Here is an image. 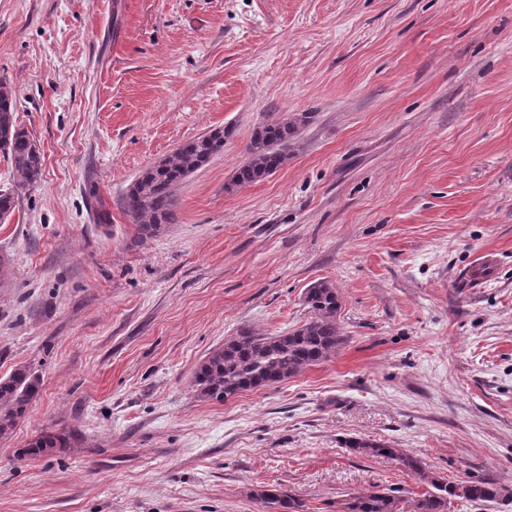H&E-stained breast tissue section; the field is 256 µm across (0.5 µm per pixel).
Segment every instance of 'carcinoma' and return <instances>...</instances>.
I'll return each instance as SVG.
<instances>
[{
	"label": "carcinoma",
	"instance_id": "cac0c4a2",
	"mask_svg": "<svg viewBox=\"0 0 512 512\" xmlns=\"http://www.w3.org/2000/svg\"><path fill=\"white\" fill-rule=\"evenodd\" d=\"M15 112L16 92L0 79V153L10 160L19 185L29 186L40 180L43 160L27 132L17 125ZM309 119V114L300 113L256 128L247 146L248 160L238 169L236 183L249 185L286 165ZM224 135V129L215 128L183 143L132 183L123 198V208L137 225L140 239L152 238L176 222L177 186L224 149ZM305 304L310 314L305 323L272 336L240 331L209 352L194 373V395L201 401L222 403L242 392L286 381L327 360L344 341L337 324L340 296L333 284L317 281L307 288ZM40 385L39 376L26 366L0 377V437L9 435L24 417L38 397ZM73 437L71 432L42 433L28 443L22 455L38 457L68 448ZM346 447L359 454L391 458L426 481L428 488L414 500L413 512H448L454 500L476 505L496 501L507 491L494 480L456 483L431 476L419 458L376 441L352 439ZM256 499L265 512H305L299 499L280 488L260 490ZM407 503L401 489L382 488L348 496L337 503L336 512H407Z\"/></svg>",
	"mask_w": 512,
	"mask_h": 512
}]
</instances>
